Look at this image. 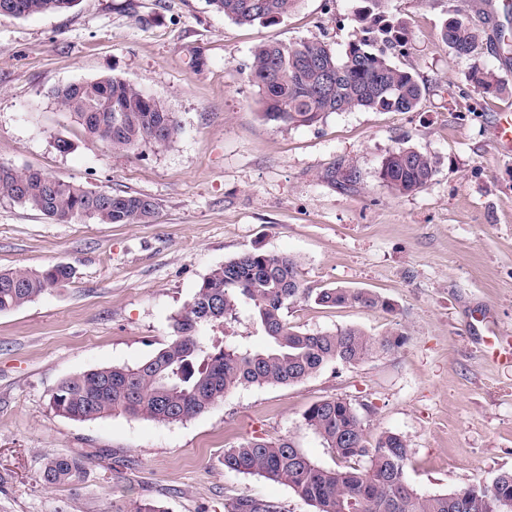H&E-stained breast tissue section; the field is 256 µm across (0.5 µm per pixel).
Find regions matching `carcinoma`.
I'll use <instances>...</instances> for the list:
<instances>
[{
    "label": "carcinoma",
    "mask_w": 512,
    "mask_h": 512,
    "mask_svg": "<svg viewBox=\"0 0 512 512\" xmlns=\"http://www.w3.org/2000/svg\"><path fill=\"white\" fill-rule=\"evenodd\" d=\"M237 24H273L298 0H207ZM362 36L339 54L320 40L265 42L253 52L251 82L258 87L266 120L284 126H313L334 112L365 109L414 112L425 87L411 72L393 65L391 50L408 44L406 24L385 11L386 0H363ZM76 0H0V18H29L71 9ZM441 38L457 57L473 54L482 32L466 18L448 17ZM469 82L484 95H497L503 84L491 70L475 66ZM61 106L90 136L114 150L167 147L178 125L159 98L123 78L105 76L69 83L55 90ZM438 160L411 147L384 159L380 176L399 195L424 187ZM0 198L18 203L58 223L92 220L100 224H151L156 202L140 194H112L97 205L95 190L76 181L47 175L33 167L0 163ZM73 269L55 264L39 271L0 270V313L17 310L39 295L67 284ZM314 298L324 307L340 305L392 310L381 295L367 290L304 286L298 261L287 254L246 251L215 267L192 299L172 317V334L151 357L132 366L89 370L63 379L50 396L58 414L79 421L111 414L183 422L224 399L240 386L290 385L332 363L355 365L396 344L372 338L362 329L309 333L288 322V305ZM251 308L253 324L267 346L253 349L231 343L224 325ZM305 425L339 467L308 458L291 437H252L224 452V470L257 474L290 488L314 512H503L502 497H512V470L496 475L489 486L425 494L407 479L411 448L403 436L385 432L368 439L362 419L340 398L313 403ZM85 474V456L58 454L47 459L42 479L49 485L77 486ZM115 512H165L149 498L131 499ZM224 512H282L278 503L248 496L230 497Z\"/></svg>",
    "instance_id": "obj_1"
}]
</instances>
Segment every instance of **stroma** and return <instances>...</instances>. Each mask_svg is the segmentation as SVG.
I'll return each mask as SVG.
<instances>
[{
    "mask_svg": "<svg viewBox=\"0 0 512 512\" xmlns=\"http://www.w3.org/2000/svg\"><path fill=\"white\" fill-rule=\"evenodd\" d=\"M357 5L298 0L276 23L239 25L207 0H79L0 19V162L158 205L151 224L56 223L0 199V269H74L65 286L0 313V512H112L139 498L165 512H224L230 496L312 512L287 486L226 472L224 453L290 436L334 465L304 423L327 398L352 403L369 436L405 437L419 492L488 485L512 469V362L490 357L474 321L484 314L512 337V157L492 138L495 113L512 103V58L496 38L512 13L489 0H387L410 31L390 59L424 84L421 107L336 112L311 127L267 121L250 80L255 46L317 39L343 51L361 35ZM455 12L483 31L473 56L441 39ZM475 66L502 76L503 93L476 91ZM106 75L164 100L178 122L170 146L112 150L58 103L57 87ZM404 146L439 164L423 188L398 195L380 168ZM254 248L296 257L305 287L373 291L393 306L301 299L288 307L292 325L400 332L403 345L291 385L233 389L183 422L76 421L51 409L63 378L153 355L203 277ZM83 452L94 458L78 488L43 482L46 457Z\"/></svg>",
    "mask_w": 512,
    "mask_h": 512,
    "instance_id": "obj_1",
    "label": "stroma"
}]
</instances>
